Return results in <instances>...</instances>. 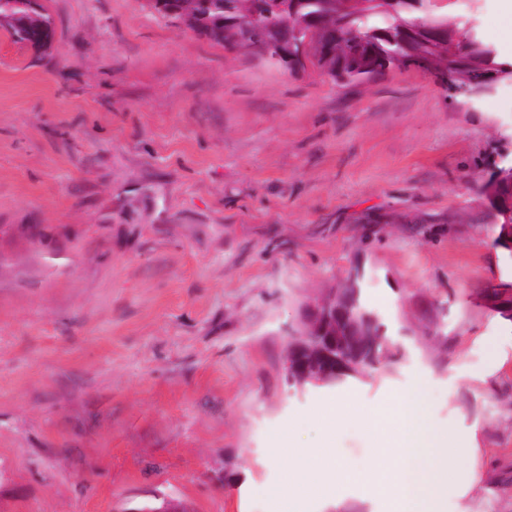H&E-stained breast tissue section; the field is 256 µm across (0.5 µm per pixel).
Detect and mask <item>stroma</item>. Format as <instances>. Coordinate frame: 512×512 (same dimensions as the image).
I'll list each match as a JSON object with an SVG mask.
<instances>
[{
  "label": "stroma",
  "mask_w": 512,
  "mask_h": 512,
  "mask_svg": "<svg viewBox=\"0 0 512 512\" xmlns=\"http://www.w3.org/2000/svg\"><path fill=\"white\" fill-rule=\"evenodd\" d=\"M448 16L496 45L498 0ZM0 30V512H278L277 434L306 306L363 272L410 356L335 390L427 383L475 434L445 512H512V243L479 178L512 164V81L475 111L416 66L342 86L184 32L148 0H41ZM295 512H384L356 485Z\"/></svg>",
  "instance_id": "35a3bbf8"
}]
</instances>
